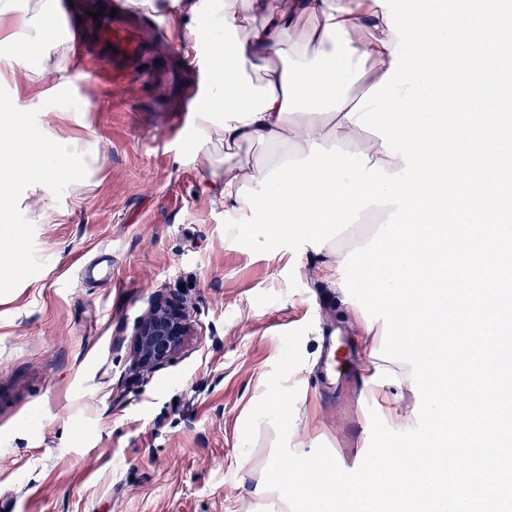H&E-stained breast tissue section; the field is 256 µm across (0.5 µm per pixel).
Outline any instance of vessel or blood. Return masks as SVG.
Returning <instances> with one entry per match:
<instances>
[{"label": "vessel or blood", "instance_id": "obj_1", "mask_svg": "<svg viewBox=\"0 0 512 512\" xmlns=\"http://www.w3.org/2000/svg\"><path fill=\"white\" fill-rule=\"evenodd\" d=\"M113 12L102 20L96 47H89L83 32H76L72 49L79 57L94 56L97 67L121 75L123 68L134 66L146 53V41L128 17L126 0H112Z\"/></svg>", "mask_w": 512, "mask_h": 512}]
</instances>
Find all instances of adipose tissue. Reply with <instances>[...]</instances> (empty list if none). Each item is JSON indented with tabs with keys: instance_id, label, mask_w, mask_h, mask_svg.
Masks as SVG:
<instances>
[{
	"instance_id": "ef3b65f1",
	"label": "adipose tissue",
	"mask_w": 512,
	"mask_h": 512,
	"mask_svg": "<svg viewBox=\"0 0 512 512\" xmlns=\"http://www.w3.org/2000/svg\"><path fill=\"white\" fill-rule=\"evenodd\" d=\"M178 23L194 27L204 15L214 20L213 30L195 29V41H212L216 48L230 46V58H217L211 76L213 98L223 107L207 105L194 117V151L203 155L211 174L208 187L226 207L244 209L239 188L255 187L270 168L287 160L307 157L311 144L340 146L368 154L371 161L394 173L404 167L401 158L387 156L379 137L365 138L348 113L357 103L353 86L362 90L379 83L391 67L397 42L387 26L386 11L376 0H281L274 13L253 23L261 0H172ZM57 0H0V45L30 48L38 62L27 74L39 84L53 71L55 91L70 88L72 76L64 40H54L56 58L42 61L43 40L35 38L39 23L55 13ZM0 165L36 178L42 194H49L60 170L81 181L83 168L73 166L79 150L76 139L47 135L40 126L18 113H0ZM258 146L271 155L270 163L246 166L234 162L241 146ZM358 321L360 343L368 356L364 387L379 396L384 413L395 428L414 425V416H400L398 400L409 388L411 368L404 362L372 358L380 324L351 307Z\"/></svg>"
}]
</instances>
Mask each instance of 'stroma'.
<instances>
[{
  "mask_svg": "<svg viewBox=\"0 0 512 512\" xmlns=\"http://www.w3.org/2000/svg\"><path fill=\"white\" fill-rule=\"evenodd\" d=\"M140 14L158 32L141 62L155 82L69 55V115L27 82L23 51L0 48V109L98 151L88 179L60 173L45 206L18 182V237L0 251V512H279L278 495L256 493L273 437L258 430L246 467L242 435L283 333L301 327L300 442L348 467L370 444L375 403L335 282L313 273L311 250L257 253L228 237L182 109L206 96L194 53L167 0ZM160 292L184 303L195 334L133 381L115 341ZM336 331L350 353L337 379L324 364Z\"/></svg>",
  "mask_w": 512,
  "mask_h": 512,
  "instance_id": "stroma-1",
  "label": "stroma"
}]
</instances>
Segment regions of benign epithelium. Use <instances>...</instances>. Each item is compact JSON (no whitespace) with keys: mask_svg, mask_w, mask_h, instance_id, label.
Listing matches in <instances>:
<instances>
[{"mask_svg":"<svg viewBox=\"0 0 512 512\" xmlns=\"http://www.w3.org/2000/svg\"><path fill=\"white\" fill-rule=\"evenodd\" d=\"M193 325L186 308L162 294L156 295L136 321L130 338L132 375L144 378L165 369L181 352Z\"/></svg>","mask_w":512,"mask_h":512,"instance_id":"7a95c632","label":"benign epithelium"}]
</instances>
